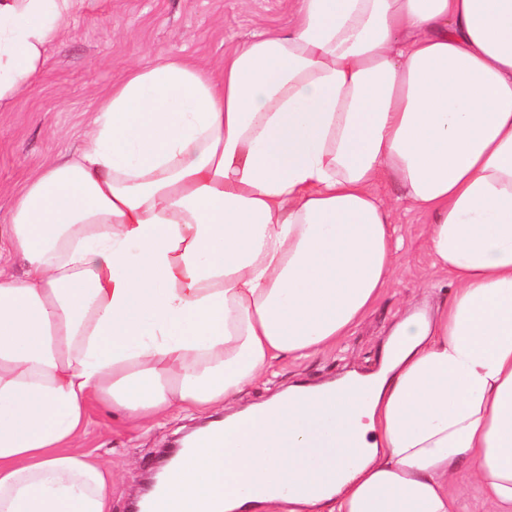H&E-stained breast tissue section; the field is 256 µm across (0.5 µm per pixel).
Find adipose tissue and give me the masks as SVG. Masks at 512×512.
Instances as JSON below:
<instances>
[{"label":"adipose tissue","mask_w":512,"mask_h":512,"mask_svg":"<svg viewBox=\"0 0 512 512\" xmlns=\"http://www.w3.org/2000/svg\"><path fill=\"white\" fill-rule=\"evenodd\" d=\"M83 0H0V108ZM211 68L156 55L7 217L0 512H109L76 444L96 396L135 427L224 406L164 473L169 512H512V0H296ZM397 181L454 283L378 372L236 409L336 349L391 285Z\"/></svg>","instance_id":"1"}]
</instances>
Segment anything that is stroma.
Segmentation results:
<instances>
[{
    "label": "stroma",
    "instance_id": "obj_1",
    "mask_svg": "<svg viewBox=\"0 0 512 512\" xmlns=\"http://www.w3.org/2000/svg\"><path fill=\"white\" fill-rule=\"evenodd\" d=\"M294 9L295 0H84L28 91L0 111V216L36 169L81 145L98 103L129 67L159 53L218 64L225 52L253 35L286 27ZM377 193L395 209L400 241L387 294L336 350L302 362L282 361L272 375L245 389L241 407L294 384L335 380L349 369L378 370L399 315L430 307L452 292L448 275L432 266L425 216L395 182H382ZM87 414L80 446L112 471L111 512H133L132 503L161 454L204 420L180 411L145 432L129 428L94 400Z\"/></svg>",
    "mask_w": 512,
    "mask_h": 512
}]
</instances>
